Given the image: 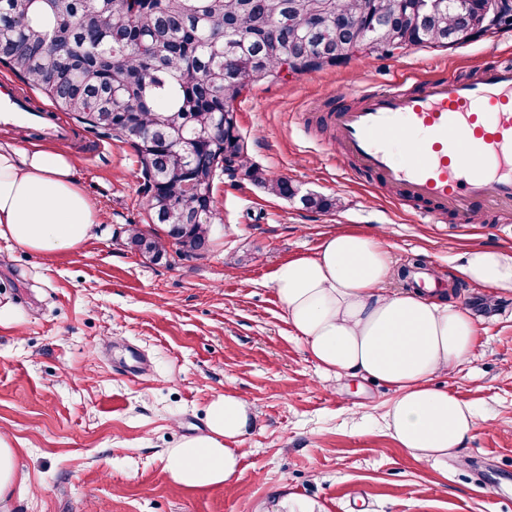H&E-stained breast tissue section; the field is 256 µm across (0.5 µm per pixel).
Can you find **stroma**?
I'll list each match as a JSON object with an SVG mask.
<instances>
[{"mask_svg":"<svg viewBox=\"0 0 512 512\" xmlns=\"http://www.w3.org/2000/svg\"><path fill=\"white\" fill-rule=\"evenodd\" d=\"M511 55L504 26L448 48L249 81L234 109L251 162L335 206L307 209L219 176L215 233L200 257L170 245L153 261L128 246L149 206L127 144L86 133L55 143L102 222L78 250L54 255L0 239V430L27 484L10 512H278L299 501L322 512H512V486L479 478L486 467L512 474V296L454 279L470 248L512 252V214L429 223L426 203L348 162L329 120L356 105L355 90L404 75L471 78ZM340 230L380 237L394 267L420 260L478 326L470 358L437 378L484 418L447 460L401 448L386 425L393 390L323 375L282 318L276 268ZM129 347L148 370H118ZM228 393L255 412L235 477L174 484L165 450L203 433L208 404Z\"/></svg>","mask_w":512,"mask_h":512,"instance_id":"35a3bbf8","label":"stroma"}]
</instances>
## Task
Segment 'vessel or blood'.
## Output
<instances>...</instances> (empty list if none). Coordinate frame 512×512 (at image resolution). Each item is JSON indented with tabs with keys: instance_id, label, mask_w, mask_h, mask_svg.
Listing matches in <instances>:
<instances>
[{
	"instance_id": "1",
	"label": "vessel or blood",
	"mask_w": 512,
	"mask_h": 512,
	"mask_svg": "<svg viewBox=\"0 0 512 512\" xmlns=\"http://www.w3.org/2000/svg\"><path fill=\"white\" fill-rule=\"evenodd\" d=\"M354 109L331 119L346 156L414 198L467 218L475 209L512 210V64L495 62L475 79L434 78L411 91L394 82L360 92ZM0 117L38 123L48 139L69 127L0 87Z\"/></svg>"
}]
</instances>
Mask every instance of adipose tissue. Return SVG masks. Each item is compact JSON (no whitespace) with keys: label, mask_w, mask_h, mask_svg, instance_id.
Returning a JSON list of instances; mask_svg holds the SVG:
<instances>
[{"label":"adipose tissue","mask_w":512,"mask_h":512,"mask_svg":"<svg viewBox=\"0 0 512 512\" xmlns=\"http://www.w3.org/2000/svg\"><path fill=\"white\" fill-rule=\"evenodd\" d=\"M98 213L74 176L72 159L39 145L0 143V238L32 251L73 250L91 236ZM394 273L375 236L329 234L315 254L280 264L273 288L284 321L326 375H359L390 387L392 437L414 457L438 461L462 448L482 420L471 405L432 376L466 362L478 340L468 310L434 288H389ZM461 280L512 295V253L469 251ZM251 415L244 399L224 394L206 411V433L167 449L166 469L178 485L211 487L235 475ZM18 451L0 435V512L25 492Z\"/></svg>","instance_id":"ef3b65f1"}]
</instances>
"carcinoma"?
<instances>
[{
    "label": "carcinoma",
    "instance_id": "cac0c4a2",
    "mask_svg": "<svg viewBox=\"0 0 512 512\" xmlns=\"http://www.w3.org/2000/svg\"><path fill=\"white\" fill-rule=\"evenodd\" d=\"M421 0H0V64L44 92L94 132L131 146L163 234L132 225L128 245L154 261L162 238L204 254L217 221L211 182L237 163L268 193L327 211L331 199L298 195L288 179L250 162L238 128L216 127L245 81L303 74L349 62L352 40L387 52L394 43L454 45L448 0L429 18ZM400 19L399 35L374 29L378 12Z\"/></svg>",
    "mask_w": 512,
    "mask_h": 512
}]
</instances>
